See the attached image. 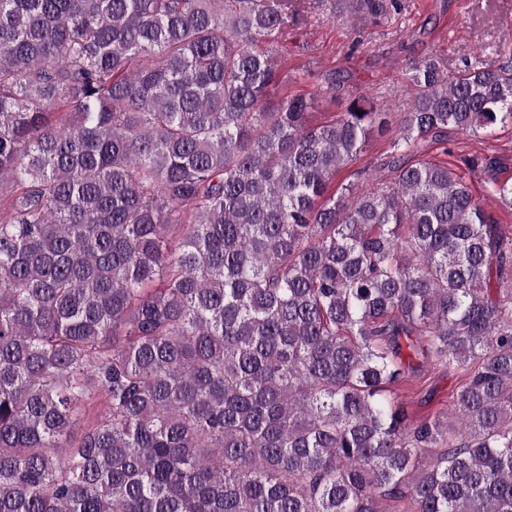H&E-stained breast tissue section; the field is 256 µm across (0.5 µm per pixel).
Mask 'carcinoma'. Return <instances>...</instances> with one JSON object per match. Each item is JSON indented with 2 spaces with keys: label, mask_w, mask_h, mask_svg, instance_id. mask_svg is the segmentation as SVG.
Returning a JSON list of instances; mask_svg holds the SVG:
<instances>
[{
  "label": "carcinoma",
  "mask_w": 512,
  "mask_h": 512,
  "mask_svg": "<svg viewBox=\"0 0 512 512\" xmlns=\"http://www.w3.org/2000/svg\"><path fill=\"white\" fill-rule=\"evenodd\" d=\"M300 3L0 0V512H512L495 161L425 158L512 123V61L411 62L392 181L330 194L388 119L265 110ZM402 336L468 374L455 423L388 393ZM466 177L473 193L482 199L486 212L492 215L499 224L504 238L512 239V209L505 208L494 198L485 196V182L488 180V173L478 169Z\"/></svg>",
  "instance_id": "1"
}]
</instances>
